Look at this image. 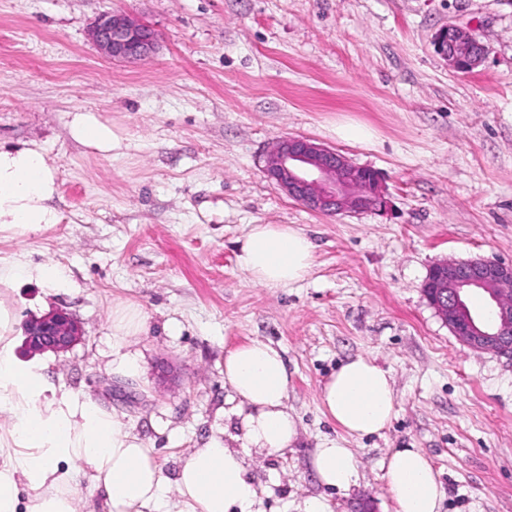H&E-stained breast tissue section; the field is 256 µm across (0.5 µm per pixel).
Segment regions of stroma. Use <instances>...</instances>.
Here are the masks:
<instances>
[{"instance_id": "obj_1", "label": "stroma", "mask_w": 512, "mask_h": 512, "mask_svg": "<svg viewBox=\"0 0 512 512\" xmlns=\"http://www.w3.org/2000/svg\"><path fill=\"white\" fill-rule=\"evenodd\" d=\"M107 11L150 26L158 49L107 59L89 38ZM455 24L486 48L449 70L434 46ZM82 108L111 122L103 156L74 141ZM359 124L362 143L336 135ZM316 140L377 171L385 212L323 216L263 172L272 143ZM34 144L54 165L59 221L14 239L0 259L52 261L48 286L17 282L19 321L66 309L82 336L39 358L55 383L114 408L153 448L166 479L211 436L242 453L264 512H396L382 464L419 448L440 472L442 512H512V362L461 343L424 295L448 259L512 264V0H0V146ZM253 224H291L315 245L311 274L255 284L237 262ZM141 306L112 371V307ZM254 340L281 350L298 423L292 447H246L224 356ZM388 370L396 415L350 438L358 480L322 487L316 445L340 429L319 390L345 359Z\"/></svg>"}]
</instances>
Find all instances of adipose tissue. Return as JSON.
Segmentation results:
<instances>
[{"label": "adipose tissue", "instance_id": "obj_1", "mask_svg": "<svg viewBox=\"0 0 512 512\" xmlns=\"http://www.w3.org/2000/svg\"><path fill=\"white\" fill-rule=\"evenodd\" d=\"M69 133L80 144L108 155L119 142L111 123L96 113L76 109ZM54 167L44 152L23 147L0 149V237H19L58 221L50 205L57 194ZM315 246L288 224H253L240 241L237 261L252 281L288 288L306 279L314 265ZM54 285L65 278L54 262L34 267L0 261V512H162L166 488H173L178 512H262L243 457L209 438L180 460L174 482H167L153 449L130 431L119 415L91 396L57 386L39 360L18 363L14 347L19 322L9 296L19 279ZM136 304L112 308V370L135 377L137 359L125 353L129 339L146 328ZM224 381L241 404L249 447L275 452L294 443L295 418L286 409L288 369L280 350L252 341L228 351ZM325 414L342 437L320 441L312 468L327 487L345 489L358 478L357 460L345 437L362 438L387 427L397 397L390 374L373 360H347L322 386ZM396 512H439L444 488L440 474L417 448H399L383 463ZM87 478L97 499L81 497L76 485Z\"/></svg>", "mask_w": 512, "mask_h": 512}]
</instances>
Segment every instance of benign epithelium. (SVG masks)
I'll return each instance as SVG.
<instances>
[{"label": "benign epithelium", "instance_id": "1", "mask_svg": "<svg viewBox=\"0 0 512 512\" xmlns=\"http://www.w3.org/2000/svg\"><path fill=\"white\" fill-rule=\"evenodd\" d=\"M89 36L100 53L111 59L141 60L157 48L152 29L112 12L99 15ZM435 46L455 70L473 69L485 56L478 38L458 26L441 30ZM263 171L289 198L320 214L382 211L387 205L374 170L306 137L276 140L266 152ZM472 287L483 289L491 301L488 325L463 316L465 292ZM424 292L460 342L512 361V265L488 259L443 260L430 269ZM25 332L28 348L42 352L66 351L80 337L77 322L62 308L28 321Z\"/></svg>", "mask_w": 512, "mask_h": 512}]
</instances>
